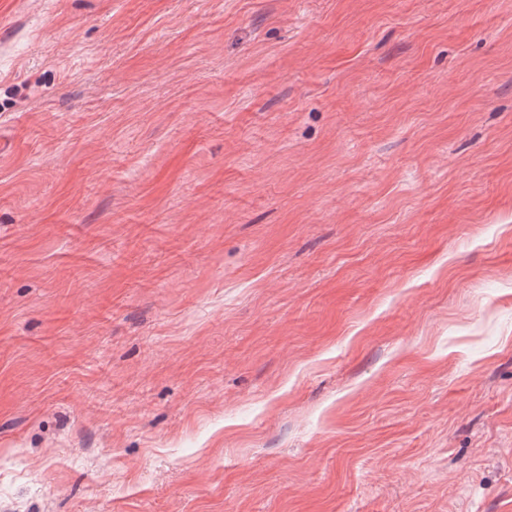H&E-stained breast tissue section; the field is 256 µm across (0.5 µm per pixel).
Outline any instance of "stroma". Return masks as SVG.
I'll use <instances>...</instances> for the list:
<instances>
[{"label": "stroma", "instance_id": "35a3bbf8", "mask_svg": "<svg viewBox=\"0 0 512 512\" xmlns=\"http://www.w3.org/2000/svg\"><path fill=\"white\" fill-rule=\"evenodd\" d=\"M0 42V512H512V0Z\"/></svg>", "mask_w": 512, "mask_h": 512}]
</instances>
